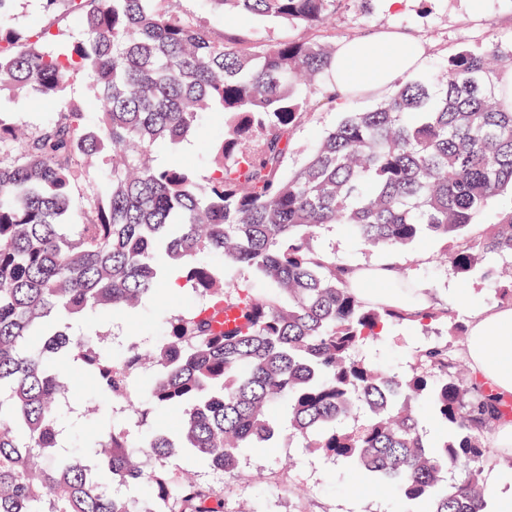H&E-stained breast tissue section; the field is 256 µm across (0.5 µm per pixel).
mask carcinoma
Here are the masks:
<instances>
[{
  "label": "carcinoma",
  "mask_w": 512,
  "mask_h": 512,
  "mask_svg": "<svg viewBox=\"0 0 512 512\" xmlns=\"http://www.w3.org/2000/svg\"><path fill=\"white\" fill-rule=\"evenodd\" d=\"M10 2L0 0V96L60 107L28 133L0 119V512H224L220 490L147 460L183 448L233 473L243 449L266 448L280 431L279 405L305 447L393 487L402 503L480 512L485 435L512 404L462 376L448 344L421 348L403 375L355 356L401 320L448 321L455 336L465 326L446 308L413 315L364 301L349 286L351 268L313 239L327 224L371 246L450 239L448 263L463 279L490 274L487 254L512 255V211L480 243L467 234L512 188V90L501 85L512 49H463L440 81H408L375 108L347 113L287 175L293 130L313 107L336 108L332 87L315 103L297 91L331 69L335 45L255 46L204 26L176 0H43L81 29L53 50L51 28L3 24ZM207 2L242 21L318 28L342 0ZM78 82L90 96H71ZM203 113L218 119L220 139L198 133ZM193 137L214 160L204 187L193 171L153 160L159 147ZM101 159L111 163L105 180L79 194ZM77 213L89 220L74 223ZM201 251L217 262H188ZM160 255L204 301L177 309L164 340L145 333L116 357L100 332L60 322L114 315L159 292ZM226 267L253 271L287 302L228 280ZM385 288L419 300L406 277ZM219 306L236 309L241 326L219 328ZM74 372L94 376L97 410L109 416L112 397L144 373L146 401L126 412L146 424L159 406L179 410L177 438L156 430L137 451L114 426L87 456L69 452L81 416ZM419 407L443 428L433 441ZM455 471L462 477H448ZM134 484L149 505L118 491Z\"/></svg>",
  "instance_id": "cac0c4a2"
}]
</instances>
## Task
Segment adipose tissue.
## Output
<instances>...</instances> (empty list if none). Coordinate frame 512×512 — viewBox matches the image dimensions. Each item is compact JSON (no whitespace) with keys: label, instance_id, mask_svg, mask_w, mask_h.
Returning <instances> with one entry per match:
<instances>
[{"label":"adipose tissue","instance_id":"1","mask_svg":"<svg viewBox=\"0 0 512 512\" xmlns=\"http://www.w3.org/2000/svg\"><path fill=\"white\" fill-rule=\"evenodd\" d=\"M422 62L420 43L399 33H381L368 43L345 40L337 46L331 81L344 99L380 94ZM465 358L474 375L512 400V305L471 313Z\"/></svg>","mask_w":512,"mask_h":512}]
</instances>
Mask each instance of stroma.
Segmentation results:
<instances>
[{"instance_id": "stroma-1", "label": "stroma", "mask_w": 512, "mask_h": 512, "mask_svg": "<svg viewBox=\"0 0 512 512\" xmlns=\"http://www.w3.org/2000/svg\"><path fill=\"white\" fill-rule=\"evenodd\" d=\"M184 11L205 18L217 30L240 32L250 42L269 45L287 38H314L341 41L345 38H369L382 31L406 33L419 40L424 58L418 75L431 77L448 57L462 49L478 50L492 43L512 44V0H486L481 15H472L466 0H404L396 12L386 10L383 0H375L370 12H361L355 0H345L343 8L325 28L307 31L293 29L276 19L259 17L246 25L209 11L203 0H182ZM52 27L59 42L77 37L72 20L45 12L42 0H13L7 24L25 31L34 21ZM378 96L364 95L348 99L335 110L317 109L311 119L292 133L295 150L287 167H299L320 142V134L337 125L345 113L374 108ZM54 103L34 98L20 102H0V118L26 128H34L54 117ZM314 245L349 267L389 263L409 275L426 299L437 307L453 311L460 320H468L471 310L500 305L499 291L503 285L501 271L512 266V260L491 261L492 275L461 279L449 265L444 240L427 237L408 247L370 248L362 244L343 224L321 227ZM466 291L468 305L457 302L458 291ZM174 304L173 294L163 290L145 299L135 310L102 320L86 316L84 322L102 334L112 337L114 353H122L142 329H150L162 337ZM450 340L448 325L436 322L423 327L412 322L389 327L385 336L369 351L371 359L389 370L403 373L413 366L417 351L434 342ZM166 469L191 474L198 482L217 487L224 494V512H398L400 503L395 490L374 485L360 492L356 484L359 473L321 454L306 451L300 443L280 433L272 448L258 452L244 449L235 473L219 476L188 454L178 451L165 460Z\"/></svg>"}]
</instances>
